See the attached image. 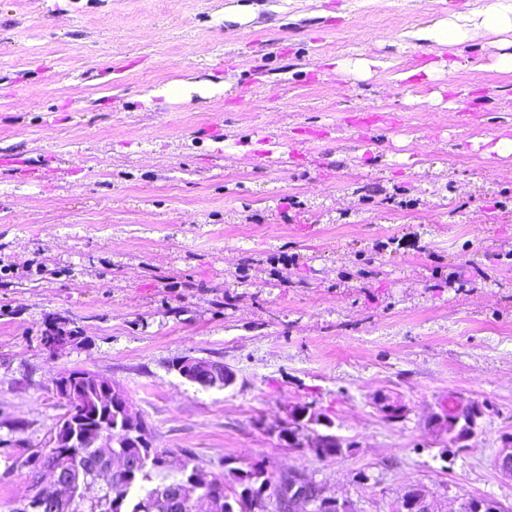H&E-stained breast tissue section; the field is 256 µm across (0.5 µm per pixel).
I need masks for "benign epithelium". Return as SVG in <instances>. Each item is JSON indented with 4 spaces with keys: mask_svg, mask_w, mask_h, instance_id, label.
<instances>
[{
    "mask_svg": "<svg viewBox=\"0 0 512 512\" xmlns=\"http://www.w3.org/2000/svg\"><path fill=\"white\" fill-rule=\"evenodd\" d=\"M76 340L72 332L54 327L49 338L42 341L46 352L53 354L62 346ZM172 370L186 381L203 388H227L234 383L233 373L224 363L213 359L186 356L172 365ZM80 384L73 385L62 378L53 385L61 397L70 401L73 409L65 411L55 424L49 438V447L61 452L49 467L53 484L37 483L34 492L25 500L29 512H79L82 505L93 500L91 486L80 484L73 473L80 461L73 459L69 449L92 448L96 457L93 471L103 483L109 480H129L139 472L145 457L128 451L133 443L148 441L144 421L134 414L125 398L112 383L94 373L85 371ZM90 411L97 425L81 430L76 415ZM481 411L474 405L448 416V442L459 443L475 433ZM325 427L320 432L315 426ZM333 422L319 418L307 407L290 412L288 434L284 440L293 448H308L320 457L340 455L344 441L331 432ZM498 471L512 478V436L504 439L503 447L494 460ZM287 486L288 495L269 494L263 487L254 495L248 489L241 492L253 503L255 512H354L353 505L330 494L320 483L299 471H288L279 476L277 486ZM204 501L208 512H221L224 504V484L211 479L203 481L197 470H192L185 482L175 484L168 491L147 504L151 512H198V503ZM396 512H436L434 504L418 486L406 491L399 500Z\"/></svg>",
    "mask_w": 512,
    "mask_h": 512,
    "instance_id": "7a95c632",
    "label": "benign epithelium"
}]
</instances>
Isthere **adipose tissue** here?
I'll list each match as a JSON object with an SVG mask.
<instances>
[{
    "label": "adipose tissue",
    "instance_id": "ef3b65f1",
    "mask_svg": "<svg viewBox=\"0 0 512 512\" xmlns=\"http://www.w3.org/2000/svg\"><path fill=\"white\" fill-rule=\"evenodd\" d=\"M484 28L496 33L512 32V0H494L484 10H471L436 22L416 32L419 40L455 46L465 42L471 31Z\"/></svg>",
    "mask_w": 512,
    "mask_h": 512
}]
</instances>
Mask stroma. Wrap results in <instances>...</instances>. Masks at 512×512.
<instances>
[{"instance_id":"stroma-1","label":"stroma","mask_w":512,"mask_h":512,"mask_svg":"<svg viewBox=\"0 0 512 512\" xmlns=\"http://www.w3.org/2000/svg\"><path fill=\"white\" fill-rule=\"evenodd\" d=\"M228 2L0 0V439L46 448L82 369L165 449L157 483L260 462L357 512L413 485L512 510V71L494 34L414 37L490 0H264L243 26ZM440 56L455 87L421 72ZM188 80L229 88L142 101ZM458 403L482 410L460 450ZM297 406L348 452L282 442ZM172 370L186 381L203 388H227L234 383L233 373L224 366V363L213 359L197 357H182Z\"/></svg>"}]
</instances>
